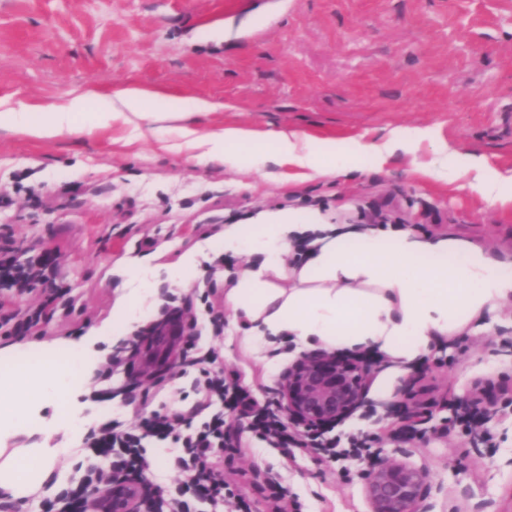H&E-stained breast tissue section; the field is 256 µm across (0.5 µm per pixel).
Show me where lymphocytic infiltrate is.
Wrapping results in <instances>:
<instances>
[{
    "label": "lymphocytic infiltrate",
    "mask_w": 512,
    "mask_h": 512,
    "mask_svg": "<svg viewBox=\"0 0 512 512\" xmlns=\"http://www.w3.org/2000/svg\"><path fill=\"white\" fill-rule=\"evenodd\" d=\"M57 276L49 254L20 256L11 237L0 235V291L9 298H23L39 285L56 280ZM73 309V304L60 307L49 299L25 311L0 316V335H27L56 311L68 314ZM195 390L201 397L202 408L213 411L210 420L201 424H194L192 417L180 413L155 412L133 430L117 429L109 421L89 427L80 440L81 448L96 455L108 454L110 465L88 468L86 480L106 485L111 483L113 472H143L148 465L144 440L149 437L169 439L179 449L176 464L184 480L179 490L158 481L150 482L160 512H192L191 502L195 499L208 504L210 512H230L235 506L233 497L226 494L223 483L216 480L214 468L224 455L227 440L224 413L242 405L244 399L229 396L224 376L205 369L196 380ZM252 429L268 447L281 448L289 443L336 460L370 453L374 445L370 438L354 437L344 444L336 438L325 439L302 430L289 431L287 423L269 407L254 419Z\"/></svg>",
    "instance_id": "obj_1"
}]
</instances>
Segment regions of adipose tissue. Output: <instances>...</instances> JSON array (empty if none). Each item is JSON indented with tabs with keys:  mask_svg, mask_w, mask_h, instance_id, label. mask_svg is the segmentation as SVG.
<instances>
[{
	"mask_svg": "<svg viewBox=\"0 0 512 512\" xmlns=\"http://www.w3.org/2000/svg\"><path fill=\"white\" fill-rule=\"evenodd\" d=\"M96 125L121 123L141 132L143 125L178 123L184 145L198 161H224L236 168H260L285 162L319 174L326 161L348 171L364 160L384 163L394 151L415 153L429 140L427 128L399 129L381 143L357 142L340 150L311 147L295 132L258 138L227 129L213 133L182 125L188 112H207L212 103H176L127 89L90 99L79 96L49 112L28 107L0 109V127L51 138L72 129L87 108ZM449 174H473L475 188L501 203L512 204V174L491 169L481 158L448 152ZM313 235V249L296 265L284 264L291 236ZM224 247L262 258L228 288L226 300L238 312L249 338L258 345L284 339L306 348L359 351L378 348L395 359L424 354L434 337L463 333L486 311L512 298V261H499L480 247L454 237L426 240L399 226L331 233L319 212L284 210L265 214L260 223L224 230ZM288 274L283 288L267 273ZM98 367L79 345L46 350L27 364L0 371V436L27 435L37 426V408L64 376L88 377ZM60 447L0 448V491L12 501L35 495L48 479Z\"/></svg>",
	"mask_w": 512,
	"mask_h": 512,
	"instance_id": "adipose-tissue-1",
	"label": "adipose tissue"
}]
</instances>
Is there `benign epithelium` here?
I'll return each instance as SVG.
<instances>
[{"instance_id":"7a95c632","label":"benign epithelium","mask_w":512,"mask_h":512,"mask_svg":"<svg viewBox=\"0 0 512 512\" xmlns=\"http://www.w3.org/2000/svg\"><path fill=\"white\" fill-rule=\"evenodd\" d=\"M374 367L369 355L304 354L283 374L277 408L305 431L333 428L357 411L375 406L367 399V379ZM380 406L400 430L416 429V406L398 401ZM454 406L478 425L485 424L493 412L491 405L472 391L456 397ZM362 476L371 512H427L424 501L432 483L428 469L378 457L365 462ZM84 498L101 512H156L143 478L132 475L116 479L110 489L89 486Z\"/></svg>"}]
</instances>
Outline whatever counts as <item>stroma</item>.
I'll use <instances>...</instances> for the list:
<instances>
[{
	"mask_svg": "<svg viewBox=\"0 0 512 512\" xmlns=\"http://www.w3.org/2000/svg\"><path fill=\"white\" fill-rule=\"evenodd\" d=\"M137 88L179 101L205 99L186 125L202 132L237 127L261 135L294 131L315 146L382 142L393 129L426 127L449 149L512 170V0H0V100L51 107L76 96ZM120 125L78 129L51 139L0 128V192L12 194L0 232L17 245L55 251L75 310L38 334L1 336L0 358L37 355L59 341H87L97 359L156 323L170 296L192 298L185 315L195 352L258 407L275 400L281 370L298 356L286 341L257 346L224 302V278L260 259L225 250L224 229L259 213L317 210L331 224L380 218L415 223L417 237H455L512 258V210L471 185L472 178L430 180L415 164L435 161L430 144L396 152L382 166L329 169L308 178L282 164L260 170L198 163L175 134L129 140ZM181 282L167 276L185 256ZM148 277L156 288L148 319L112 332L117 299ZM209 292L208 300L195 291ZM224 322L214 335L212 315ZM512 302L486 313L478 328L434 341L414 384L423 423L399 434L388 420L355 414L335 437L373 435L380 455L428 467V512H512ZM278 372H271L270 361ZM117 371L110 396L92 400L96 379L78 401L110 411L135 428L152 411H182L195 401L198 370L163 381ZM411 368L383 358L369 385L373 401L410 385ZM486 382L497 402L493 445L473 446L447 404ZM227 415L239 445L224 451L219 479L248 512H370L360 464L300 448H270ZM150 472L169 486L182 479L177 449L145 439Z\"/></svg>",
	"mask_w": 512,
	"mask_h": 512,
	"instance_id": "35a3bbf8",
	"label": "stroma"
}]
</instances>
